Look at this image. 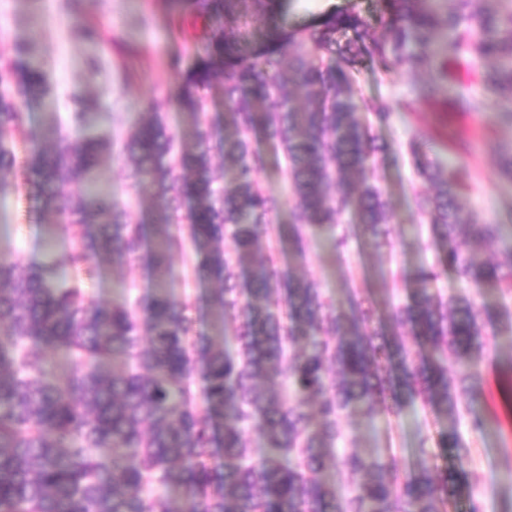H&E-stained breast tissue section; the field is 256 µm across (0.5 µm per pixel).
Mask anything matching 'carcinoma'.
Segmentation results:
<instances>
[{
	"instance_id": "cac0c4a2",
	"label": "carcinoma",
	"mask_w": 512,
	"mask_h": 512,
	"mask_svg": "<svg viewBox=\"0 0 512 512\" xmlns=\"http://www.w3.org/2000/svg\"><path fill=\"white\" fill-rule=\"evenodd\" d=\"M380 4L384 39L369 37L353 2L288 29V0H188L210 21L193 64L171 63L190 128L176 135L153 112L122 147L135 194L154 199L149 224L132 223L127 206L97 189L109 137L61 135L48 149L31 135L24 108L48 94L47 75L24 42L0 52V193L3 174L22 169L51 234L69 241L62 254L0 258V512H453L462 500L484 512L472 493L473 448L456 428L437 433L444 465L405 466L391 448L344 447V421L419 408L483 426L478 362L501 325L512 331V308L480 315L469 296H445L437 283L451 271L478 290L512 293V238L498 260L478 257L505 225L470 222L455 175L422 160L412 140L430 186L417 208L436 251L403 274V300H384L388 326L371 327L353 290L345 310L317 280L279 265V246L303 257L316 231L337 252L352 240L391 245L390 204L366 178L380 146L357 117L350 82L363 60L385 74L428 73L418 96L434 99L450 64L468 58L512 116V0ZM256 23L273 48L255 46ZM217 75L224 118L215 123L201 91ZM414 104L371 109L384 120ZM451 105L478 112L483 100L460 89ZM260 139L285 160L286 224L276 222L282 199L258 180L268 164ZM185 238L195 277L214 285L202 299L169 292L172 252ZM101 257L146 265L154 293L91 300ZM59 350L73 366L64 378L47 358ZM329 457L347 480L342 493L321 478Z\"/></svg>"
}]
</instances>
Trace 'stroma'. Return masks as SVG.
Returning a JSON list of instances; mask_svg holds the SVG:
<instances>
[{
	"label": "stroma",
	"mask_w": 512,
	"mask_h": 512,
	"mask_svg": "<svg viewBox=\"0 0 512 512\" xmlns=\"http://www.w3.org/2000/svg\"><path fill=\"white\" fill-rule=\"evenodd\" d=\"M87 22L111 30V41L84 39L81 27ZM208 30V21L182 0H82L74 15L63 9L62 0H0V49L28 40L33 63L46 71L51 85L46 97L27 107L29 127L42 133L54 123L68 124L71 113L82 112L89 132L109 136L117 145L153 109L172 132L188 130L190 119L173 99L179 77L168 62L178 58L190 65L194 47L202 44ZM93 58L101 60L99 70L90 69ZM351 80L359 103H387L422 83L418 77L383 74L366 63L352 69ZM359 117L385 147L369 161L367 177L391 203V249L354 243L338 255L327 235L318 232L306 257L285 250L280 264L318 280L336 302H345L347 289H355L362 308L368 309L381 301L384 289L397 297L404 294L402 281L383 284L382 273L411 270L434 256L415 207L418 178L407 151L409 141H417L428 159L452 167L469 184L460 199L468 215L479 222L512 225V182L497 173L499 150L512 147V123L491 99L480 112H456L441 99L391 113L383 124L364 109ZM450 137L468 142L464 161H456L447 147ZM100 179L116 202L131 203L133 221L148 220L152 202L134 199L120 152L105 154ZM9 181L10 190L0 195V256L25 259L42 252L46 229L38 221L22 174L11 175ZM128 288L147 295L154 282L141 266L104 261L89 294L92 300L112 303L121 301ZM479 367L484 396L477 410L486 420L481 430H473L466 419L453 425L417 409L396 420L382 416L372 423L355 416L345 422L353 446L392 448L402 463L414 465L423 460L424 449L434 448L438 430L456 426L473 449L471 468L479 477L475 493L485 512H512V468L504 465L506 456H512V330L498 333Z\"/></svg>",
	"instance_id": "stroma-1"
}]
</instances>
